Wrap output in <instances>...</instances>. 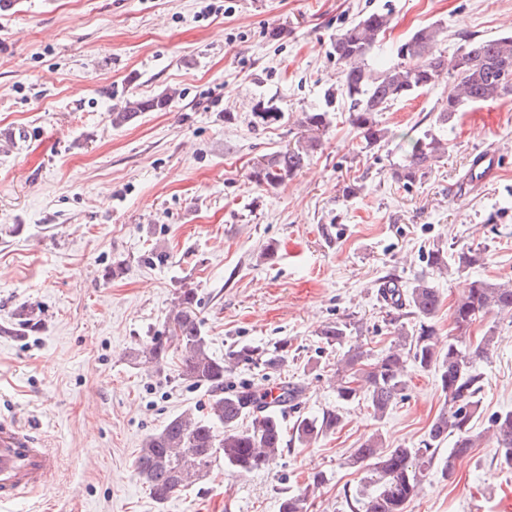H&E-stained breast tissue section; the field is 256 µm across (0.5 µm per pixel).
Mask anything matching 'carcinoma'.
Segmentation results:
<instances>
[{
  "label": "carcinoma",
  "instance_id": "1",
  "mask_svg": "<svg viewBox=\"0 0 512 512\" xmlns=\"http://www.w3.org/2000/svg\"><path fill=\"white\" fill-rule=\"evenodd\" d=\"M390 15L365 14L336 35L334 53L343 65L342 95L347 101V121L355 130L361 148L381 146L386 131L377 115L394 102L408 98L450 74L445 103L436 112L432 128L409 144L402 163L391 176L407 186L422 180L448 154L445 132L458 113L475 103L496 102L512 96V33L493 39L471 37L451 57L437 55L433 47L442 27L432 23L415 30L397 48V62L380 70L369 67L367 57L385 38ZM164 95L128 100L112 109V126L121 127L143 112L169 107ZM305 133L282 151L258 158L249 172L257 187L277 188L301 171L323 147L326 113H302ZM457 271L462 272L479 261L472 250L453 254ZM383 299L400 314L389 320L396 336L394 344L377 356L356 345L336 368V396L342 403L364 399L374 417L383 418L391 405L403 395L408 363L422 370H434L443 408L434 419L421 448H383L379 438L371 436L347 458L351 468L363 469L371 494L354 498L351 512H405L406 504L418 496L428 471L440 467L441 476L450 477L458 461L476 447L473 419L480 410L479 394L484 388L478 361L487 357L495 343L489 331L476 343L470 329L491 311L512 314V284L488 279L471 281L452 307L453 333L442 339L434 319L441 305L438 289L422 276L410 291L389 279L380 288ZM411 316L408 329L403 317ZM41 325L36 313L21 307L13 314L12 331L33 332ZM167 334L152 336L130 353L136 365L157 367L177 360L178 377L193 386H204L210 393L206 414L197 416L186 409L171 418L161 429L145 436L135 462V472L146 485L153 500L163 505L188 486L207 476L215 464L241 475L273 464L283 449L286 433L282 408L299 400L304 388L283 383L279 395L270 400L267 391L250 385L224 387V373L233 367L261 365L275 370L288 360L285 343L259 348L248 344L230 346L224 358L213 357L209 341L201 329L196 291L182 288L177 293L164 322ZM352 322L329 323L320 331L324 343L341 345L351 335ZM341 414L333 409L318 417H301L292 426V436L301 445L334 431ZM491 426L497 447L498 465L512 469V411L495 415ZM452 438L448 455L440 457L441 445ZM324 482L317 473L305 489L282 497L279 512H308L309 494Z\"/></svg>",
  "mask_w": 512,
  "mask_h": 512
}]
</instances>
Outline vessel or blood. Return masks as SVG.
<instances>
[{"label":"vessel or blood","instance_id":"1","mask_svg":"<svg viewBox=\"0 0 512 512\" xmlns=\"http://www.w3.org/2000/svg\"><path fill=\"white\" fill-rule=\"evenodd\" d=\"M500 171L499 155L489 150L477 154L469 176L485 183ZM55 461L48 449L36 447L19 427L0 423V504H8L48 485Z\"/></svg>","mask_w":512,"mask_h":512}]
</instances>
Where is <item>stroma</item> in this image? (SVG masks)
Listing matches in <instances>:
<instances>
[{"instance_id": "obj_1", "label": "stroma", "mask_w": 512, "mask_h": 512, "mask_svg": "<svg viewBox=\"0 0 512 512\" xmlns=\"http://www.w3.org/2000/svg\"><path fill=\"white\" fill-rule=\"evenodd\" d=\"M371 11L391 17L374 69L436 21L447 56L466 37L512 32V0H15L0 16V133L23 135L0 150V422H18L57 458L49 485L6 512H278L318 472L309 512H350L366 483L344 464L354 448L373 434L387 448L426 439L443 406L435 373L412 368L403 397L374 418L337 400L329 378L344 350L319 331L351 319L353 342L377 355L394 339L385 277L406 289L433 280L443 335L469 280L512 281V96L460 113L447 157L403 187L391 171L452 79L394 102L379 115L386 142L360 150L343 99L325 94L341 87L337 34ZM169 91L167 109L113 126L116 104ZM262 103L281 119L260 122ZM322 109V151L282 186L251 184L253 161L294 143L302 113ZM487 149L500 173L472 184L473 156ZM353 183L359 193L345 196ZM449 246L481 260L433 272L430 251ZM186 286L214 357L288 342L280 369L240 365L225 385L294 382L304 393L285 423L327 409L343 422L311 446L287 441L269 468L214 466L161 507L134 471L137 452L183 410L205 413L209 394L174 365L143 368L129 353L163 332ZM21 307L35 309L39 331L10 334ZM489 331L478 446L451 479L432 470L406 512H506L512 470L497 463L490 419L512 410V317L486 314L471 336Z\"/></svg>"}]
</instances>
